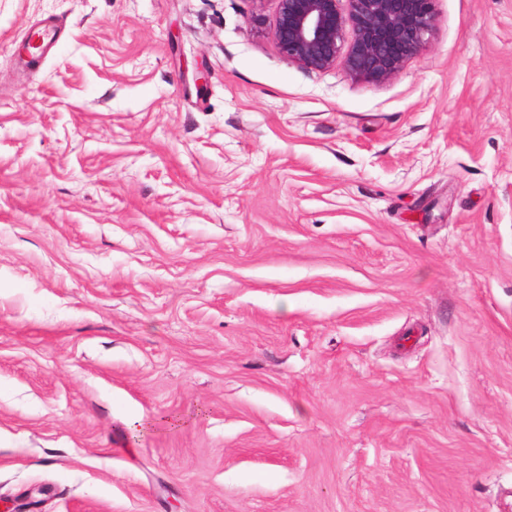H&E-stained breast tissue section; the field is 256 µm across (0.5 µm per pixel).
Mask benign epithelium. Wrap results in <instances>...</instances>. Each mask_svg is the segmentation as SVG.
Listing matches in <instances>:
<instances>
[{"label": "benign epithelium", "instance_id": "1", "mask_svg": "<svg viewBox=\"0 0 512 512\" xmlns=\"http://www.w3.org/2000/svg\"><path fill=\"white\" fill-rule=\"evenodd\" d=\"M271 35L306 70L343 60L352 80L383 83L429 41L433 0H276Z\"/></svg>", "mask_w": 512, "mask_h": 512}]
</instances>
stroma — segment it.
<instances>
[{
    "label": "stroma",
    "instance_id": "obj_1",
    "mask_svg": "<svg viewBox=\"0 0 512 512\" xmlns=\"http://www.w3.org/2000/svg\"><path fill=\"white\" fill-rule=\"evenodd\" d=\"M275 8L0 0L1 502L512 512V0L377 85Z\"/></svg>",
    "mask_w": 512,
    "mask_h": 512
}]
</instances>
